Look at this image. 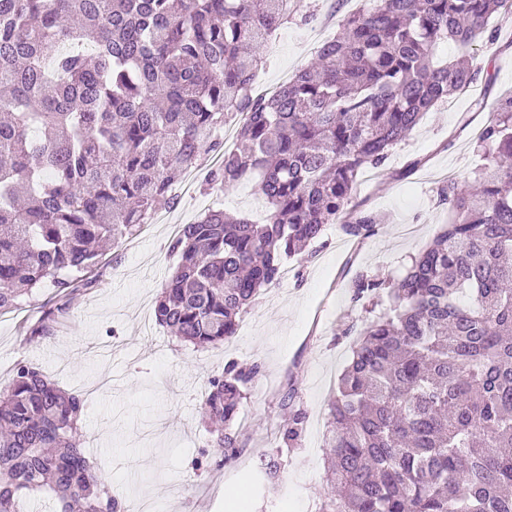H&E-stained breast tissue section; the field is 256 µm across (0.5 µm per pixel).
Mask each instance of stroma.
Instances as JSON below:
<instances>
[{"mask_svg":"<svg viewBox=\"0 0 512 512\" xmlns=\"http://www.w3.org/2000/svg\"><path fill=\"white\" fill-rule=\"evenodd\" d=\"M310 2L313 18L294 14L264 47L256 94H272L309 67L349 13L377 0ZM491 26L496 42H478L470 51L488 78L436 105L384 167L359 176L352 206L383 219L371 236L352 240L338 225H327L312 254L288 259V282L264 289L241 313L234 336L199 351L184 345L154 317L155 302L178 264L169 249L172 225L194 223L212 210L259 222L266 216L256 181L204 190L209 169L222 161L209 154L202 167L172 185L173 202L159 209V221L142 225L101 256L66 313L58 311L55 290L43 288L0 315V391L10 387L16 365L28 362L81 395L85 454L123 506L143 501L156 512H320L331 492L328 400L355 341L344 330L364 325L351 281L360 273L385 281L403 275L450 220L438 198L439 173H453L467 186L484 164L478 136L492 121L497 99L512 94V14L497 16ZM478 99L483 109H476ZM41 324L48 333L31 337ZM230 361L260 369L237 415V454L199 469L193 461L214 437L198 404L210 378ZM289 392L293 409L304 416L291 446L283 442L289 410L281 405ZM272 456L280 463L273 478L264 469ZM228 485L244 491L242 505L225 497Z\"/></svg>","mask_w":512,"mask_h":512,"instance_id":"stroma-1","label":"stroma"}]
</instances>
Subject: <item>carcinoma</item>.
I'll return each instance as SVG.
<instances>
[{"label":"carcinoma","mask_w":512,"mask_h":512,"mask_svg":"<svg viewBox=\"0 0 512 512\" xmlns=\"http://www.w3.org/2000/svg\"><path fill=\"white\" fill-rule=\"evenodd\" d=\"M0 0V313L38 289L66 297L99 250L171 201L177 173L238 144L206 185L258 179L268 214L187 224L156 302L158 324L194 349L235 335L282 260L328 224L366 238L353 187L423 115L480 79L467 49L512 0H379L275 94L253 93L260 48L302 0ZM461 55L434 61L436 46ZM71 46L68 51L62 50ZM32 125L43 130L28 138ZM478 141L469 189L438 191L451 220L393 282L361 275L353 302L386 301L360 333L329 400L333 494L321 512H512V97ZM259 367L209 380L213 453L237 452L243 388ZM84 401L16 365L0 393V512L37 491L57 512H120L78 437Z\"/></svg>","instance_id":"carcinoma-1"}]
</instances>
